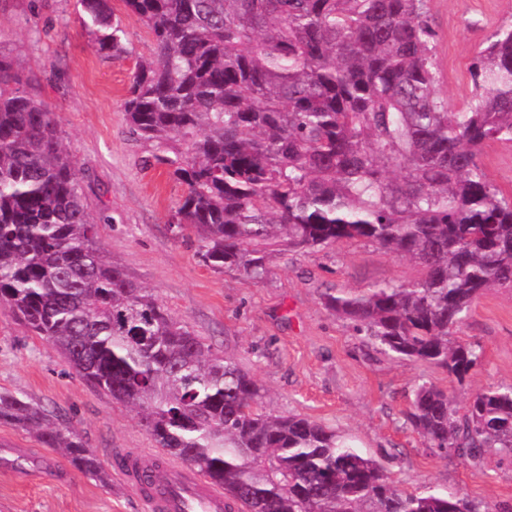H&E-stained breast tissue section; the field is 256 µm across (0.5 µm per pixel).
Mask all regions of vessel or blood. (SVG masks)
Instances as JSON below:
<instances>
[{"label": "vessel or blood", "instance_id": "b4317fda", "mask_svg": "<svg viewBox=\"0 0 512 512\" xmlns=\"http://www.w3.org/2000/svg\"><path fill=\"white\" fill-rule=\"evenodd\" d=\"M125 460L123 476L144 512H227L223 487L181 464L142 452Z\"/></svg>", "mask_w": 512, "mask_h": 512}]
</instances>
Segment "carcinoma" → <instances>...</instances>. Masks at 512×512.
I'll return each instance as SVG.
<instances>
[{"instance_id":"obj_1","label":"carcinoma","mask_w":512,"mask_h":512,"mask_svg":"<svg viewBox=\"0 0 512 512\" xmlns=\"http://www.w3.org/2000/svg\"><path fill=\"white\" fill-rule=\"evenodd\" d=\"M152 33L123 108L186 186L168 223L206 266L264 280L276 251L367 241L423 277L327 288L324 306L384 354L460 380L456 338L479 296L512 289V196L483 147L512 145V22L491 31L460 109L439 90L428 0H122ZM97 51L127 55L112 0H78ZM0 306L113 401L164 454L224 487L240 512H492L396 487L380 463L305 416L260 409L262 386L104 259L53 109L0 59ZM406 418L426 447L479 465L512 457V385L460 408L422 383ZM105 477L80 434L0 393V421Z\"/></svg>"}]
</instances>
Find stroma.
Returning a JSON list of instances; mask_svg holds the SVG:
<instances>
[{
    "label": "stroma",
    "mask_w": 512,
    "mask_h": 512,
    "mask_svg": "<svg viewBox=\"0 0 512 512\" xmlns=\"http://www.w3.org/2000/svg\"><path fill=\"white\" fill-rule=\"evenodd\" d=\"M440 91L462 108L473 90L472 62L486 36L512 20V0H429ZM129 54L112 60L92 46L77 0H0V56L26 91L55 112L76 162L88 212L107 257L150 288L204 342L231 357L264 387L263 408L300 414L336 429L378 459L409 493L444 492L512 507V462L490 457L475 467L426 448L406 420L413 388L448 390L458 404L477 391L512 384V290L481 295L458 335L480 346V364L462 382L424 362L390 358L364 333L325 308L328 288L364 289L418 280L415 263L369 242L317 253L272 255L265 280L205 266L194 241L174 235L168 218L184 187L160 158L169 149L140 138L122 108L137 62L153 57L152 34L113 4ZM13 392L74 426L109 476L83 475L61 451L0 422V442L28 457L0 469V512H141L121 474L124 452H155L135 412L78 377L45 341L0 308V392ZM51 457L57 472H43Z\"/></svg>",
    "instance_id": "stroma-1"
}]
</instances>
